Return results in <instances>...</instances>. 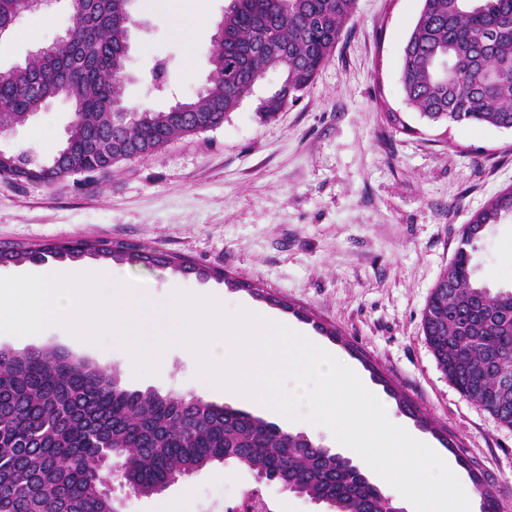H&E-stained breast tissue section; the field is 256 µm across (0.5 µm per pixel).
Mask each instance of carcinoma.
<instances>
[{"label":"carcinoma","mask_w":512,"mask_h":512,"mask_svg":"<svg viewBox=\"0 0 512 512\" xmlns=\"http://www.w3.org/2000/svg\"><path fill=\"white\" fill-rule=\"evenodd\" d=\"M356 0H236L224 10V42L208 62L224 69L187 112L113 107L125 81V26L117 0H82L72 8L74 39L0 70V136L28 121L51 98L73 106L72 157L54 181L106 173L123 160L148 158L169 142L216 128L267 73L282 84L260 106L271 120L298 101L330 61ZM29 13L25 0H0V22ZM448 63L440 72L438 63ZM406 103L431 124H512V0H422L402 60ZM119 128L121 143L105 141ZM41 161L6 155L0 177L39 179ZM512 217V187L464 225L461 246L440 276L422 316V331L440 368L464 398L512 429V397L502 394L494 364L512 373V290L474 280L469 229ZM169 267L184 276L238 280L176 256L127 242L78 240L36 247L0 245V264L51 256ZM214 461L233 462L331 512H385L386 495L348 462L305 442L301 433L199 397L130 391L118 374L75 361L56 349L0 357V512H118L104 492V463L135 492L152 495Z\"/></svg>","instance_id":"obj_1"}]
</instances>
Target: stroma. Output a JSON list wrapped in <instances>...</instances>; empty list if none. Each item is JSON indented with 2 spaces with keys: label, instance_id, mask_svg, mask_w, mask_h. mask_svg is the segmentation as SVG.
<instances>
[{
  "label": "stroma",
  "instance_id": "stroma-1",
  "mask_svg": "<svg viewBox=\"0 0 512 512\" xmlns=\"http://www.w3.org/2000/svg\"><path fill=\"white\" fill-rule=\"evenodd\" d=\"M230 0H135L139 21L128 52L124 97L153 110L195 97L206 84L210 40ZM422 0H356L328 64L313 85L272 121L258 106L281 84L270 73L214 129L175 139L147 159L111 172L75 174L50 186L0 179V243L37 245L76 239L132 243L224 269L305 312L266 303L215 279L182 277L135 259L111 262L115 279L135 278L164 294L173 284L218 292L288 323L352 367L389 415L452 467L472 512L482 498L465 467L473 462L512 512V430L462 397L439 368L421 329L423 310L460 245L461 228L494 194L512 186V133L487 125L443 128L409 108L401 84L406 38ZM50 21L25 16L14 25L0 68L24 63L72 27L69 0H55ZM164 65L168 87L154 91ZM409 129L393 130L385 110ZM68 101L57 98L0 143L39 158L66 139ZM474 278L512 288V218L478 242ZM331 325L338 340L316 335ZM52 347L116 371L129 390L197 396L250 411L246 399L200 389L195 356L167 349L157 373L130 372L115 347L74 345L52 326L25 337L1 336L0 349ZM402 395L432 422L418 427L394 400ZM447 431L448 450L433 435ZM239 465L212 462L153 495L113 482L120 512H164L191 491L195 512H224L225 501L256 487Z\"/></svg>",
  "mask_w": 512,
  "mask_h": 512
}]
</instances>
